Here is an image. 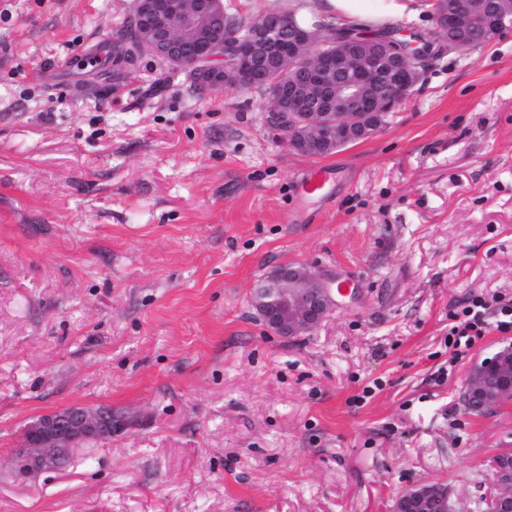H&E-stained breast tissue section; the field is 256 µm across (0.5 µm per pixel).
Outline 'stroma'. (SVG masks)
<instances>
[{
  "label": "stroma",
  "mask_w": 512,
  "mask_h": 512,
  "mask_svg": "<svg viewBox=\"0 0 512 512\" xmlns=\"http://www.w3.org/2000/svg\"><path fill=\"white\" fill-rule=\"evenodd\" d=\"M131 0H0V512H391L422 481L486 512L512 401L461 396L512 344V30L424 72L374 137L316 160L264 95H197L147 56L113 77ZM323 163V193L297 177ZM357 288L310 334L252 307L270 268ZM108 406L110 439L16 475L39 415ZM489 303L482 298H473L460 312L453 313L451 317L457 321L456 325L450 328L448 333V346L459 348L471 345L472 337L481 336L485 326V314Z\"/></svg>",
  "instance_id": "1"
}]
</instances>
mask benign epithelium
Segmentation results:
<instances>
[{
  "label": "benign epithelium",
  "instance_id": "7a95c632",
  "mask_svg": "<svg viewBox=\"0 0 512 512\" xmlns=\"http://www.w3.org/2000/svg\"><path fill=\"white\" fill-rule=\"evenodd\" d=\"M475 23L495 38L512 27V0L470 5ZM134 44L123 58L148 54L171 71H192L195 88L219 91L227 85L267 88L266 125L289 148L320 156L336 144L345 147L367 140L386 124L399 98L419 82L421 71L408 36L407 48L380 39L323 41L320 30L294 22L283 25L268 16L246 36L224 29V0H134ZM448 48L459 52L468 43L453 15L446 27ZM273 73L290 78L268 80ZM333 278L300 265H283L267 272L254 288L251 304L267 329L294 339L317 329L336 307ZM502 375L499 388L487 392L481 377ZM512 399V346L475 365L467 377L464 404L490 411ZM112 408L67 406L44 413L29 424L13 456L23 474L59 471L62 462L91 440L112 438ZM393 512H454L448 487L421 482L400 493ZM491 512H512V471L499 468Z\"/></svg>",
  "mask_w": 512,
  "mask_h": 512
}]
</instances>
